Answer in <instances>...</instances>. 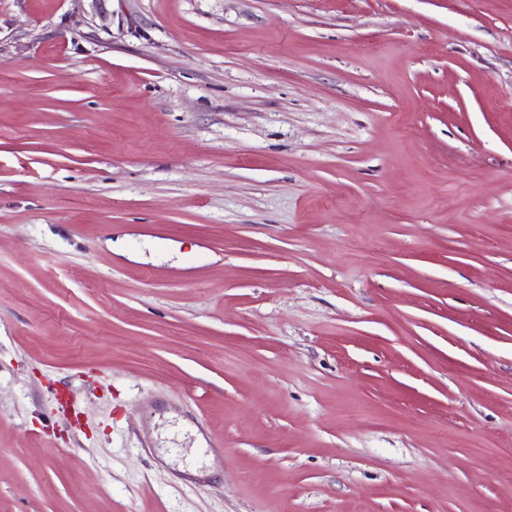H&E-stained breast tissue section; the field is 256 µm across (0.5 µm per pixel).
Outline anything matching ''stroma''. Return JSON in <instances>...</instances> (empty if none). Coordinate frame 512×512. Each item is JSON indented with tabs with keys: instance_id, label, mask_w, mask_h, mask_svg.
Listing matches in <instances>:
<instances>
[{
	"instance_id": "1",
	"label": "stroma",
	"mask_w": 512,
	"mask_h": 512,
	"mask_svg": "<svg viewBox=\"0 0 512 512\" xmlns=\"http://www.w3.org/2000/svg\"><path fill=\"white\" fill-rule=\"evenodd\" d=\"M510 448L512 0H0V512H512Z\"/></svg>"
}]
</instances>
